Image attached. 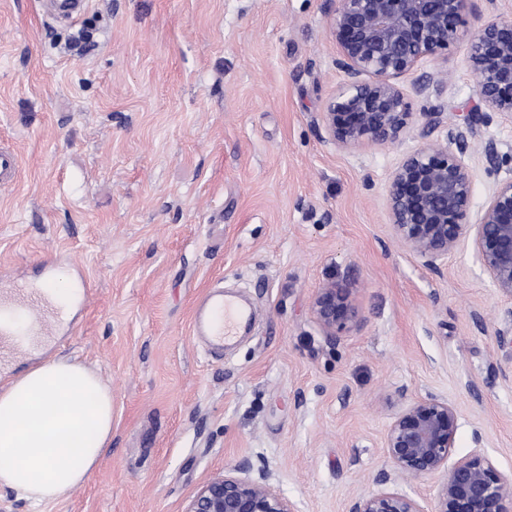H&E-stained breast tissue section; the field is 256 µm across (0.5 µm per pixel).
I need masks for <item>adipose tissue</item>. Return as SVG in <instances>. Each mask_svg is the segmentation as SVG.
Wrapping results in <instances>:
<instances>
[{"instance_id":"1","label":"adipose tissue","mask_w":512,"mask_h":512,"mask_svg":"<svg viewBox=\"0 0 512 512\" xmlns=\"http://www.w3.org/2000/svg\"><path fill=\"white\" fill-rule=\"evenodd\" d=\"M112 438V392L96 372L49 360L0 390V487L35 512L67 498Z\"/></svg>"}]
</instances>
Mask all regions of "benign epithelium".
Segmentation results:
<instances>
[{
  "instance_id": "obj_1",
  "label": "benign epithelium",
  "mask_w": 512,
  "mask_h": 512,
  "mask_svg": "<svg viewBox=\"0 0 512 512\" xmlns=\"http://www.w3.org/2000/svg\"><path fill=\"white\" fill-rule=\"evenodd\" d=\"M335 64L346 76L320 112L329 141L342 149L364 143L392 144L415 124L429 135L445 119V106L413 111L399 79L422 63L466 47L480 104L456 114L446 140H428L393 169L386 193L392 234L434 272L448 254L472 245L498 292L512 297V178L494 183L476 220H471L475 173L464 158L468 138L493 115L512 117V17L494 16L476 28L466 17L474 0H325ZM448 73L424 75L422 94ZM457 146L458 152L448 144ZM311 312L328 336L359 329L363 322L348 284L329 280L317 289ZM497 331L499 349L512 361V310ZM458 428L456 408L437 397L404 402L393 413L384 439L386 455L402 476L442 474L433 512H512V474L486 457L448 460ZM239 463L202 485L184 512H296L266 473ZM350 512H426L415 499L378 490L356 497Z\"/></svg>"
}]
</instances>
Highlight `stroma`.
<instances>
[{"instance_id":"obj_1","label":"stroma","mask_w":512,"mask_h":512,"mask_svg":"<svg viewBox=\"0 0 512 512\" xmlns=\"http://www.w3.org/2000/svg\"><path fill=\"white\" fill-rule=\"evenodd\" d=\"M89 29L93 51L67 49ZM465 46L442 70L449 112L478 102ZM323 0H88L72 22L41 0H0V147L21 160L0 190V274L93 288L72 332L39 350L0 345V386L50 359L112 391L99 466L46 512H184L208 480L247 461L296 512H348L380 486L433 512L441 476L394 473L383 440L398 398H448L452 460L512 473V374L496 342L512 298L470 246L440 272L388 224L386 187L419 148L335 146L320 123L345 75ZM512 119L470 138L479 215L512 164ZM352 284L364 323L323 332L311 301ZM233 288L257 311L249 336L211 356L195 303ZM387 483H380V476Z\"/></svg>"}]
</instances>
